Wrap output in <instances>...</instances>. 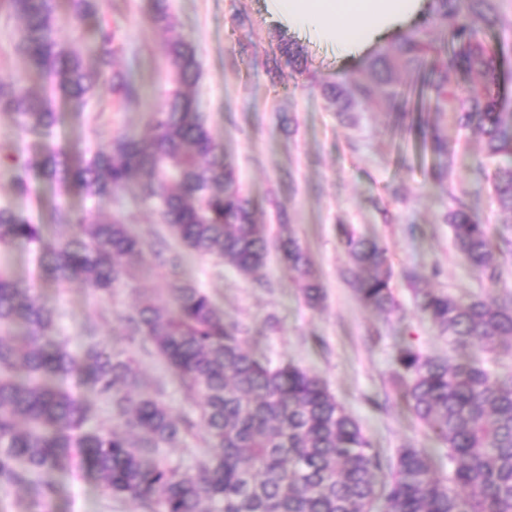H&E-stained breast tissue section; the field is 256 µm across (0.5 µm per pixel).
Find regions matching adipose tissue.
Wrapping results in <instances>:
<instances>
[{
	"instance_id": "obj_1",
	"label": "adipose tissue",
	"mask_w": 512,
	"mask_h": 512,
	"mask_svg": "<svg viewBox=\"0 0 512 512\" xmlns=\"http://www.w3.org/2000/svg\"><path fill=\"white\" fill-rule=\"evenodd\" d=\"M299 33L316 32L329 42L360 51L422 18L427 0H269Z\"/></svg>"
}]
</instances>
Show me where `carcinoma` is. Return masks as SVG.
Masks as SVG:
<instances>
[{
	"label": "carcinoma",
	"instance_id": "cac0c4a2",
	"mask_svg": "<svg viewBox=\"0 0 512 512\" xmlns=\"http://www.w3.org/2000/svg\"><path fill=\"white\" fill-rule=\"evenodd\" d=\"M22 21L16 50L38 74L55 77L63 98L83 106L106 76L114 35L101 30L96 68L57 38V0H3ZM428 24L397 34L371 63L369 75L339 95L374 102L385 97L413 130L442 176L456 158L446 138L429 131L425 112L451 113L460 125L475 121L491 158H502L493 178L501 207L512 212V112L502 109L499 74L505 47H486L482 26L500 21L495 0H430ZM70 18L94 12L97 0H69ZM450 35L435 45L432 29ZM175 89L149 114L147 137L116 134L84 165L69 167L61 149L28 157L15 182L24 196L31 179L91 196L127 192L150 207L168 233L201 255H215L248 275L268 253L266 228L254 220L250 200L224 164L221 143L209 128L192 89L199 74L195 47L175 37L167 49ZM127 69L114 71L112 90L125 102L139 96ZM396 69L417 73L395 89ZM476 72L481 90L460 96L448 73ZM0 112L15 126L48 134L63 113L13 79L0 80ZM450 227L471 267L496 273L497 257L486 225L474 220L462 197ZM72 235L45 245L42 228L21 210L0 206V246L21 242L45 251L51 279H81L112 296L145 261L146 244L122 216L58 214ZM360 302L380 312L395 307L387 249L347 236ZM305 300L317 304L322 288L296 240L280 241ZM424 317L456 345L512 352V300L463 302L442 291L412 288ZM171 305L139 307L129 324L148 339L181 382L198 421L177 420L157 397L140 389L133 357L99 342L80 359L55 335L53 311L33 289L0 264V494L25 489L41 512L56 493L55 477L73 470L91 475L109 494L143 512H512V374L500 377L486 362L448 361L402 348L393 385L400 402L448 448V478L436 475L425 449L397 450L388 478L379 482L378 453L357 421L315 374L277 367L245 349L236 325L208 293L175 280ZM74 376L111 404L112 430L88 429L90 405L60 385ZM203 430L196 466L171 464L162 449L179 446L194 427Z\"/></svg>",
	"mask_w": 512,
	"mask_h": 512
}]
</instances>
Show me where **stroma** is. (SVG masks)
Segmentation results:
<instances>
[{"mask_svg": "<svg viewBox=\"0 0 512 512\" xmlns=\"http://www.w3.org/2000/svg\"><path fill=\"white\" fill-rule=\"evenodd\" d=\"M166 3L175 21L170 32L154 21L156 0H98L96 12L76 23L68 0H59L60 38L86 52L94 48L99 29L110 27L115 33L113 66L125 68L129 58H136L134 77L143 85L145 99L139 105L124 104L110 84H102L83 109L65 105L55 142L76 167L86 158L87 146L102 149L115 134L146 133L149 111L166 101L170 89L167 43L174 35L192 41L200 62L193 92L257 222L270 232V247L266 264L250 275L217 258L185 251L182 280L207 291L256 355L321 377L383 460L406 446L422 448L438 476H445L447 448L399 404L391 374L404 347L452 363L483 354L477 347L454 349L425 319L411 294L409 275H418L420 287L465 301L512 297V254H499L501 275L489 279L456 250L446 221L453 189L488 226L493 241L512 240V213L500 209L494 198L496 163L485 153L481 132L474 125L457 127L449 117L440 121L441 133L457 144L459 153L447 186H438L428 164L414 153L399 152L403 138L385 106L336 105L326 95L328 87L365 72L378 47L338 57L319 40L292 31L271 12L267 0ZM19 26L10 11L0 8V79L22 77L24 86L40 94L47 88L45 81L15 50ZM284 40L299 46L303 65H285L275 74L272 59ZM44 143L42 135L16 131L12 118L0 113V205L18 208L43 225L49 243L61 234L54 218L58 205L77 214L122 211L130 230L148 246L145 262L126 288L102 297L81 282L52 280L31 247L0 248V261L16 278L38 283V295L53 310L58 337L70 351L82 353L95 339L133 353L145 391L178 417L196 419L195 405L151 344L127 334V319L137 305L170 303L160 255L165 226L148 206L109 196L88 198L73 186L60 195L37 180L30 195H16L15 158L40 152ZM348 232L386 247L396 299L392 312L376 311L357 299L344 245ZM288 235L306 253L321 284L323 299L317 306L306 303L283 259L279 240ZM57 481L53 512H138L136 504L112 498L84 472L58 476Z\"/></svg>", "mask_w": 512, "mask_h": 512, "instance_id": "stroma-1", "label": "stroma"}]
</instances>
